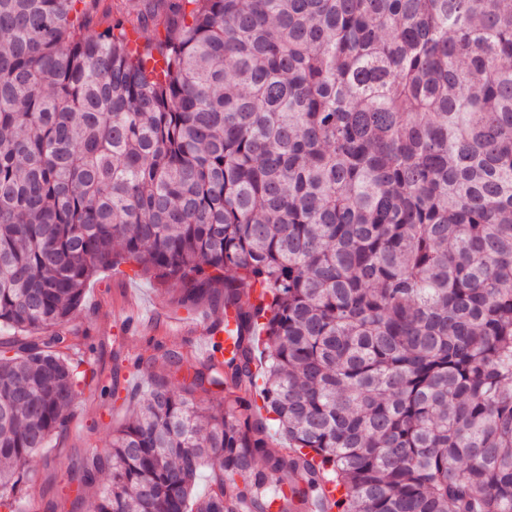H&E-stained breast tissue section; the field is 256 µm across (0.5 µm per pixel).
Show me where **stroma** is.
I'll return each mask as SVG.
<instances>
[{
    "label": "stroma",
    "instance_id": "stroma-1",
    "mask_svg": "<svg viewBox=\"0 0 512 512\" xmlns=\"http://www.w3.org/2000/svg\"><path fill=\"white\" fill-rule=\"evenodd\" d=\"M130 295L136 296L144 312L157 316L154 326L136 335L120 331L128 317L124 302ZM173 295V284L160 283L148 273L134 275L130 266L123 264L118 270L98 273L90 280L83 303L73 315V323L95 342L98 364L109 372L115 370L117 357L132 353L150 356L154 341L160 338L170 344L188 346L189 340L181 335L177 322L185 311L173 304ZM130 413L124 401L83 390L68 431L53 437L48 447L33 455V475L42 502L55 500L62 493L74 495L75 488L68 482L74 462L109 447L114 429L124 424Z\"/></svg>",
    "mask_w": 512,
    "mask_h": 512
}]
</instances>
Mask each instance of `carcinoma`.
<instances>
[{"label":"carcinoma","mask_w":512,"mask_h":512,"mask_svg":"<svg viewBox=\"0 0 512 512\" xmlns=\"http://www.w3.org/2000/svg\"><path fill=\"white\" fill-rule=\"evenodd\" d=\"M99 15L0 0V509L31 512L83 386L119 399L66 326L125 262L233 312V349L150 378L48 512L95 487L96 512H266L273 480L321 512L326 473L337 512H512V0ZM206 385L217 404L186 398Z\"/></svg>","instance_id":"1"}]
</instances>
